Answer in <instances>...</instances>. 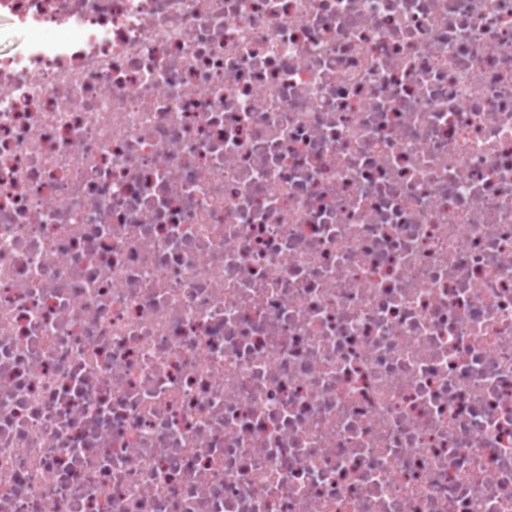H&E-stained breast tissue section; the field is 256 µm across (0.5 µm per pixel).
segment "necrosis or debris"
Wrapping results in <instances>:
<instances>
[{"mask_svg": "<svg viewBox=\"0 0 512 512\" xmlns=\"http://www.w3.org/2000/svg\"><path fill=\"white\" fill-rule=\"evenodd\" d=\"M0 512H512V0H0Z\"/></svg>", "mask_w": 512, "mask_h": 512, "instance_id": "4bbe7bcc", "label": "necrosis or debris"}]
</instances>
